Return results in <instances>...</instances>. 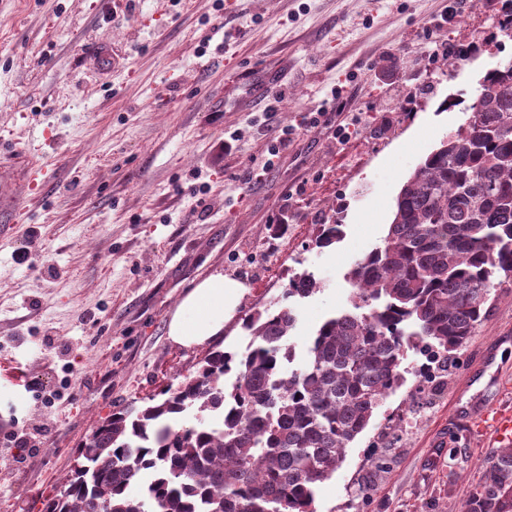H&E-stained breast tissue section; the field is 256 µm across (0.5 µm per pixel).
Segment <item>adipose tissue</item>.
<instances>
[{
	"mask_svg": "<svg viewBox=\"0 0 512 512\" xmlns=\"http://www.w3.org/2000/svg\"><path fill=\"white\" fill-rule=\"evenodd\" d=\"M247 292L244 284L221 273L194 284L183 296L168 324L170 340L184 347L222 336Z\"/></svg>",
	"mask_w": 512,
	"mask_h": 512,
	"instance_id": "obj_1",
	"label": "adipose tissue"
}]
</instances>
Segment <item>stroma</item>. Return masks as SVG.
I'll use <instances>...</instances> for the list:
<instances>
[{"mask_svg":"<svg viewBox=\"0 0 512 512\" xmlns=\"http://www.w3.org/2000/svg\"><path fill=\"white\" fill-rule=\"evenodd\" d=\"M485 2L448 27L433 20L449 0H0V163L20 153L47 177L18 186L0 243V358L34 381L0 376V438L33 449L18 461L0 442V512H42L97 421L195 374L211 346L168 337L194 282L221 272L248 288L215 343L227 351H246L244 317L293 274L324 284L293 302L297 355L350 309L352 263L381 244L399 190L464 122L478 79L512 56ZM413 33L477 43L480 56L423 78ZM104 49L118 69L98 68ZM271 70L278 80L257 105L245 86ZM398 86L414 106L381 113ZM341 107L366 117L356 138L340 144L322 126L271 157L302 113ZM282 210L284 236L272 224ZM333 220L342 239L317 247V225ZM486 308L433 389L418 394L411 374L387 398L318 485L316 512H354L362 486L363 512H463L498 448L470 415L512 405V284L492 289ZM390 414L403 438L377 475L370 452Z\"/></svg>","mask_w":512,"mask_h":512,"instance_id":"35a3bbf8","label":"stroma"}]
</instances>
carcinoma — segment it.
Masks as SVG:
<instances>
[{
    "label": "carcinoma",
    "mask_w": 512,
    "mask_h": 512,
    "mask_svg": "<svg viewBox=\"0 0 512 512\" xmlns=\"http://www.w3.org/2000/svg\"><path fill=\"white\" fill-rule=\"evenodd\" d=\"M467 111L403 184L382 243L348 271L353 310L322 323L301 364L289 302L321 290L309 273L245 320L247 352L216 349L193 376L98 423L83 468L43 512H315L317 485L405 384L408 353L448 361L495 280L512 277V68L485 73ZM342 235L321 224L315 243ZM464 512H512V448L488 459Z\"/></svg>",
    "instance_id": "cac0c4a2"
}]
</instances>
